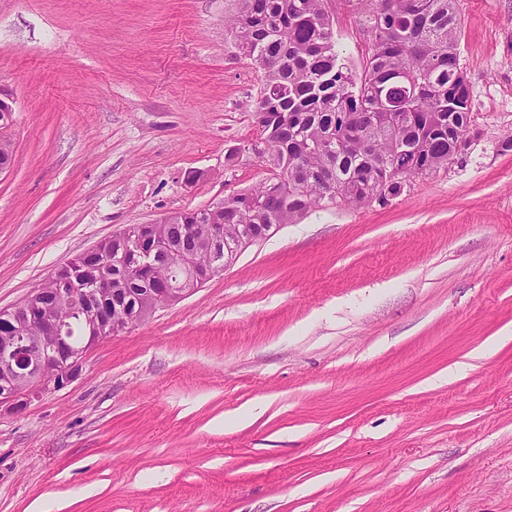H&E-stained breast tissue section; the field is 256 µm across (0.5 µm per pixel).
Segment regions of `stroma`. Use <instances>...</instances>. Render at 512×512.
Wrapping results in <instances>:
<instances>
[{"mask_svg":"<svg viewBox=\"0 0 512 512\" xmlns=\"http://www.w3.org/2000/svg\"><path fill=\"white\" fill-rule=\"evenodd\" d=\"M336 48L367 34L326 0ZM231 0H0V311L135 224L264 181ZM479 131L311 211L0 414V512H512V0H458ZM199 171L195 183L188 172ZM13 107L0 98V175L9 170L12 159V143L7 131L13 124Z\"/></svg>","mask_w":512,"mask_h":512,"instance_id":"stroma-1","label":"stroma"}]
</instances>
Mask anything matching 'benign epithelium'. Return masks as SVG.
Returning <instances> with one entry per match:
<instances>
[{"label":"benign epithelium","mask_w":512,"mask_h":512,"mask_svg":"<svg viewBox=\"0 0 512 512\" xmlns=\"http://www.w3.org/2000/svg\"><path fill=\"white\" fill-rule=\"evenodd\" d=\"M14 109L0 98V174L9 170L12 143L7 131ZM228 234L224 225L210 222L194 225L179 239L153 234L152 261L147 269L158 287L150 290L148 302L132 310L114 288L112 279L100 269H75L65 263L52 274V291L71 298L68 310H53L37 292H31L11 309L0 313V412L17 411L28 400L69 385L77 376L90 347L103 339V330L121 332L156 309L178 301L202 287L248 247L254 237L241 238L233 254L221 258ZM210 253V263L197 261L199 248ZM180 265L189 276L183 287L169 286L172 266ZM83 322L85 339L72 343L66 329L67 313Z\"/></svg>","instance_id":"1"}]
</instances>
